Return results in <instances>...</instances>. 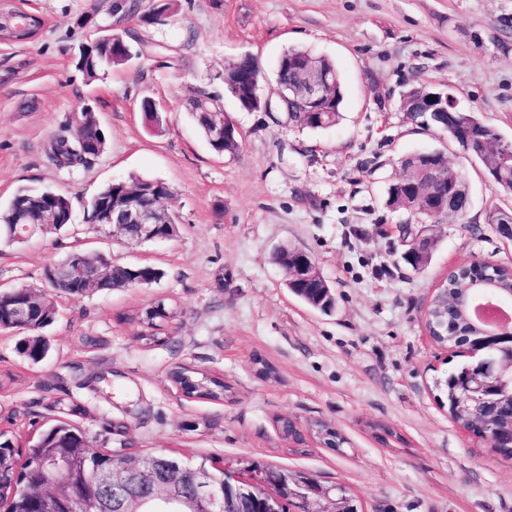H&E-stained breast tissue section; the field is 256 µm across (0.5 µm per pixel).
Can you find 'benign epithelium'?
<instances>
[{"label": "benign epithelium", "mask_w": 512, "mask_h": 512, "mask_svg": "<svg viewBox=\"0 0 512 512\" xmlns=\"http://www.w3.org/2000/svg\"><path fill=\"white\" fill-rule=\"evenodd\" d=\"M308 77L302 85L303 103L321 100L331 84V77L307 67ZM438 102L434 109L446 112L453 122L461 120L455 112L456 105L449 94H436ZM227 117L215 112L210 118V140L224 138L227 130ZM463 150L477 158L485 157L491 149L497 156L498 171L508 169L512 161V145L489 134L487 128L475 121L467 122V134ZM436 152L416 153L403 160V169L398 180L405 190L416 197L418 204L428 212L447 215L457 210L459 200H471L469 185L457 182L448 183V192L434 188L436 166L432 160ZM159 203L151 190H140L130 195L125 206L119 210L108 202L100 212V223L112 226V236H123L130 228H135L137 240L149 242L166 238L161 232ZM490 223L496 226L498 234L512 241V212L499 210L492 213ZM432 227H424L411 233L410 248L402 254V259L412 267H418L416 258L429 252L434 237L429 235ZM491 266L485 261H473L470 267L474 272L461 280L457 288L467 295L476 288L473 279L477 271ZM57 284L73 285L81 283L92 286L104 276V272L87 264L83 253L76 252L67 261L55 265L50 270ZM284 277L290 283H308L318 280L315 264L309 254L300 250L288 252V265ZM7 303L13 332L20 334L29 330L33 311L32 302L24 301L14 291H0V304ZM466 319L470 326L466 339L478 346H486L483 358L468 369L461 383V396L458 410L466 415L471 431L481 434L487 441H497L500 431L496 417L487 414L485 406L503 405L508 399V412L512 413V318L496 323H487L475 315V305L466 306ZM88 445L72 453L52 451L40 460L39 465L57 474L45 484L35 486L28 494V506L46 509L52 505L73 512V504L82 500V491L88 484L95 488L90 512H142L148 502L172 504L176 512H248L244 508L240 494L233 493L224 486L221 472L224 466L209 464L187 467L179 464L165 453H156L142 463L125 461L120 467L93 466L89 464ZM314 479L298 472L283 477L277 483V490L264 501L261 512H280L286 498L295 499L300 504L298 512H322L314 504L325 499L331 505L328 512H353L350 499L323 487H314Z\"/></svg>", "instance_id": "1"}]
</instances>
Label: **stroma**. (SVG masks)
I'll return each instance as SVG.
<instances>
[{
	"instance_id": "35a3bbf8",
	"label": "stroma",
	"mask_w": 512,
	"mask_h": 512,
	"mask_svg": "<svg viewBox=\"0 0 512 512\" xmlns=\"http://www.w3.org/2000/svg\"><path fill=\"white\" fill-rule=\"evenodd\" d=\"M46 28L25 44H0V205L21 188L66 192L74 204L105 184L158 178L179 217L169 239H112L75 222L0 243V287L41 289L57 309L31 363L21 336L0 332V432L22 448L32 426L76 417L91 451L140 462L157 452L304 471L351 490L360 512H512V459L454 422L435 379L462 364L425 330L429 299L450 268L512 266V242L487 216L512 208L480 163L436 129L397 108L412 85L444 89L512 142V0H179L162 24L116 21L141 58L89 83L71 62L88 36V0H23ZM304 47L332 59L344 88L340 119L308 129L287 113L245 111L224 91V67L253 55L275 96L282 53ZM221 93L237 124L238 154H215L188 114L198 89ZM159 109L148 127L143 98ZM96 112L107 149L90 164L57 168L46 150L76 108ZM443 152L464 171L472 203L462 221L434 227L436 246L414 269L401 258L386 205L403 158ZM307 252L330 284V313L284 286L275 259ZM97 250L120 264L146 263L162 278L146 288L90 289L69 297L46 272L72 253ZM177 315L145 344L136 315L156 303ZM221 378L222 400L185 396L175 364ZM293 421L302 443L284 438ZM340 431L341 450L319 443L314 423Z\"/></svg>"
}]
</instances>
